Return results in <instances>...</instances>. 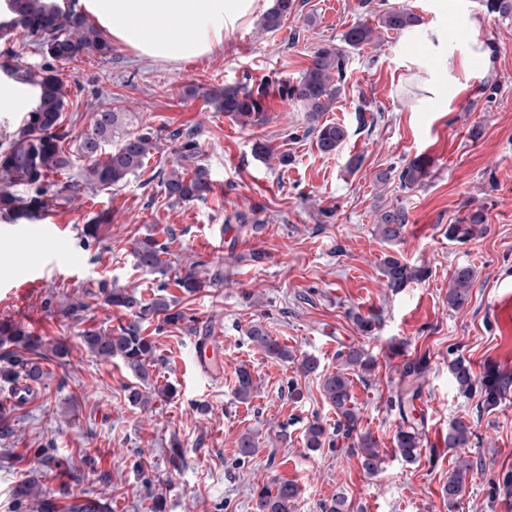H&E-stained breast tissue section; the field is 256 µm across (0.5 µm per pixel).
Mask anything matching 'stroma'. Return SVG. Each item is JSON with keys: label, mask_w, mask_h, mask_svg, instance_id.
<instances>
[{"label": "stroma", "mask_w": 512, "mask_h": 512, "mask_svg": "<svg viewBox=\"0 0 512 512\" xmlns=\"http://www.w3.org/2000/svg\"><path fill=\"white\" fill-rule=\"evenodd\" d=\"M371 2L407 6L423 25L441 22L452 31L463 16L476 17L488 60L451 99L438 88L445 75L439 55L409 33L387 31L374 45L348 50L344 89L324 119L346 126L349 136L328 156L304 135V113L279 86L300 77L315 47H343L351 27L376 23L362 0H300L274 32L260 26L272 0H258L252 14L229 26L222 47L178 64L116 43L110 61L85 54L62 66L71 91L66 111L78 116L75 133L90 131L94 112L118 102L162 139L144 168L118 187L80 189L66 208L27 224L0 216V271L16 272L14 281L0 280V323L70 349L65 359L44 362L47 378L30 383L14 410L13 434L0 439V512H16L11 488L29 477L46 496L66 489L100 500L107 512H150L157 495L165 512H253L254 491L280 480L300 488L293 512H328L339 495L349 512H503L506 499L494 488L512 472V391L486 409L480 387L459 392L449 364L465 359L479 380L494 370L512 375V16L488 12L481 0H448L443 19L432 0ZM246 79L267 87L268 120L258 126H240L205 100ZM428 81L436 85L430 94L419 88ZM487 82L496 94H481ZM362 108L375 118L365 129L355 119ZM188 126L200 132V159L214 190L207 200L173 205L159 173L173 167L168 132ZM258 142L286 163L258 158ZM418 154L433 162L424 186L404 189L394 177L378 182L379 173ZM354 155L363 163L351 174L346 164ZM468 201L485 205L488 231L465 243L449 240L448 226ZM381 206L408 213L397 246L375 235ZM105 210L112 221L100 241H86L83 225ZM240 213L265 220V232L240 226ZM148 233L175 237L164 272L138 268L132 258L135 239ZM254 249L267 252L263 263L250 261ZM390 254L429 267L430 278L392 293L380 272ZM228 260L234 273L224 286L188 297L174 285L193 262ZM466 265L476 280L468 304L456 310L448 288L454 270ZM102 280L147 298L167 283L197 330L208 326L219 336L220 376L195 370L194 333L169 329L154 337L162 361L153 382L174 392L149 410L131 406L126 388L133 377L122 361L98 360L78 336L83 327L118 325L126 313L97 303L77 323L59 312ZM355 312L379 315L371 335L355 325ZM256 321L298 356L316 357L319 373L303 374L251 345L246 331ZM353 344L377 361L352 383L360 429L372 433L383 458L373 474L346 441L313 452L304 440L315 418L334 433L336 411L319 375L340 370L338 353ZM416 358L427 362L415 402L424 424L420 454L408 462L394 443L402 423L396 399L403 367ZM242 366L255 382L245 402L234 394ZM456 420L473 429L468 447L444 443ZM246 432L256 436L258 451L240 460L237 440ZM50 444L63 465L48 474L39 450ZM175 444L182 451L177 467L170 462ZM462 459L473 468L452 506L441 490Z\"/></svg>", "instance_id": "obj_1"}]
</instances>
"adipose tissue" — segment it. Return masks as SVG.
<instances>
[{
  "label": "adipose tissue",
  "instance_id": "adipose-tissue-1",
  "mask_svg": "<svg viewBox=\"0 0 512 512\" xmlns=\"http://www.w3.org/2000/svg\"><path fill=\"white\" fill-rule=\"evenodd\" d=\"M255 0H75L74 9L93 18L113 40L137 55L158 61H183L213 52L224 42L229 23L247 16ZM468 46L462 55L448 52L445 31L430 27L429 43L449 72L448 94L461 83L457 68L474 67L483 55L479 20H467Z\"/></svg>",
  "mask_w": 512,
  "mask_h": 512
}]
</instances>
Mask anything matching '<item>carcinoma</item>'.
Listing matches in <instances>:
<instances>
[{"label":"carcinoma","instance_id":"obj_1","mask_svg":"<svg viewBox=\"0 0 512 512\" xmlns=\"http://www.w3.org/2000/svg\"><path fill=\"white\" fill-rule=\"evenodd\" d=\"M295 9V0H274L272 7L263 15L260 26L267 31L277 30L288 20ZM420 24L419 17L405 7H391L378 15V27L386 31H408ZM376 27V28H378ZM376 28L360 23L345 32L346 45L359 49L370 44L376 37ZM22 37L19 49L9 47L0 52V70L16 82L36 89L34 108L25 117L17 138L0 146V213L9 220H33L58 208H66L77 185L68 181L54 180L59 172L70 167L72 157L63 150L70 130L64 125V107L69 91L59 76L56 64L76 60L85 53L94 52L102 58L112 57V44L102 32L85 17L78 15L70 5L58 0H7L6 14L0 21V37L11 34ZM33 46L42 54L44 63L32 67L21 63L20 50ZM347 77L346 52L330 45L319 46L311 54V62L296 83L285 86L286 97L305 112L307 132L314 135L319 151L324 155L336 152L348 137L347 128L338 123L321 121L330 111L343 91ZM264 88L256 89L240 82L224 85L214 94L210 103L217 111L247 126L264 121ZM136 114L112 106L94 113L90 132L75 137L76 153L85 161L82 180L89 189H110L123 183L128 176L141 170L159 135L144 125L132 130L130 126ZM176 150L177 165L162 174L163 194L170 204L204 201L213 192V180L209 169L200 162L198 132L193 128H178L169 133ZM430 161L423 155L415 156L395 170L401 188L414 189L425 184L429 175ZM467 213L455 224L448 226V238L467 242L487 232L486 207L483 204L466 203ZM110 222L102 212L84 226V237L100 239L101 225ZM408 224L407 211L398 206L381 208L377 212L376 233L387 244L397 243ZM138 267L150 271L164 267L162 256L170 253L169 242L159 240L150 233L135 240L131 249ZM232 266L195 262L175 281V286L190 296L205 287L224 283L231 274ZM382 274L387 287L398 292L429 277L425 266L411 265L389 255L383 259ZM475 281V271L470 266L455 269L448 290V306L460 309L467 304ZM167 284L162 283L157 293L145 299L136 290L118 287L106 281L85 291L89 299L98 298L113 309L130 315L126 323L109 329H87L81 333L83 346L96 358L109 362L120 358L136 379V384L126 387L129 403L144 410L154 407V396L170 392L150 389V367L158 362L155 342L144 334V325L155 323V332L186 323L185 311L177 308V300L166 294ZM249 341L268 356L282 362H294L306 375L319 369L317 359L298 358L288 347L273 339L262 322L253 323L247 331ZM69 348L61 342H53L43 336L24 331L14 324H0V390L12 393L20 391V381L39 383L46 372L42 361L50 358L63 359ZM338 357L343 366L358 373H367L376 366V359L364 347L350 346ZM459 391L468 393L475 382L470 365L459 358L450 366ZM423 373L422 363L411 361L405 365L404 376L409 378L408 387L400 393L398 403L403 425L397 430L394 442L401 456L407 461L417 458L420 433L418 422L422 417L406 412L405 402L419 397L420 387L415 382ZM351 381L338 371L322 377L321 389L325 399L336 409V436L351 441L350 447L359 448L361 466L368 473H375L381 465V457L374 437L359 430L361 418L352 405ZM484 405L495 408L512 388V377L506 374L486 376ZM254 386L251 372L241 368L237 372L235 395L238 400L249 399ZM471 426L457 420L448 428L445 443L450 448L468 445ZM305 444L317 450L335 440H327L325 428L317 421L305 430ZM257 451L256 437L245 433L238 439L237 454L245 459ZM471 466L463 462L442 487V496L452 508L459 500L465 478ZM11 496L18 512L36 507V512H58L57 503L41 496L39 482L25 479L11 488ZM297 487L288 481L275 482L261 489L254 499L253 512H292ZM70 497V494H65ZM72 498V497H70ZM101 505L89 497H74L67 504L66 512H100Z\"/></svg>","mask_w":512,"mask_h":512}]
</instances>
